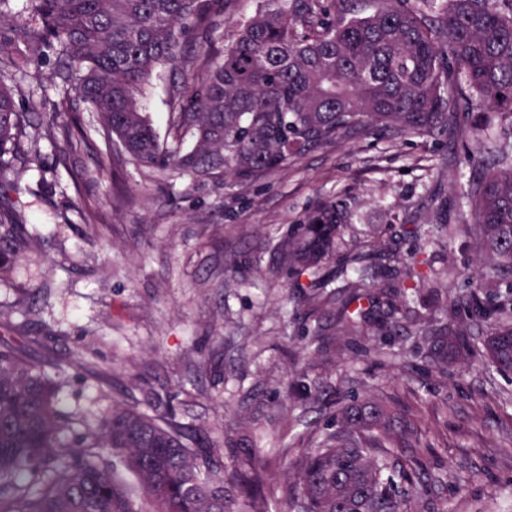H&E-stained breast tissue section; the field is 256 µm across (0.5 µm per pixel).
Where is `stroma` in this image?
I'll return each mask as SVG.
<instances>
[{
    "mask_svg": "<svg viewBox=\"0 0 512 512\" xmlns=\"http://www.w3.org/2000/svg\"><path fill=\"white\" fill-rule=\"evenodd\" d=\"M28 112H50L59 88L30 74L5 72ZM179 71L163 69L144 100L159 135L167 133L170 86ZM68 162L41 138L42 165L14 195L37 258L0 279V336L25 327L35 360L64 366L63 403L95 418L112 404L129 372L139 376L136 400L173 397L185 423H206L214 436L234 432V416L250 415L267 436L287 409L289 439L327 424L323 408H286L284 382L306 377L344 393L386 396L418 445L417 485L427 512H512V380L493 367L427 373L396 336L346 338L333 361L292 351L313 324L276 268L273 246L289 225L326 200L351 213L345 239L373 234L396 239L402 252L433 251L402 227L430 203L443 201L452 224L473 223L460 192L470 175L442 138L364 131L306 153L255 180L200 182L127 161L98 164L96 132ZM455 260L448 294L475 289L479 262L465 235L450 237ZM55 341H47L45 330ZM395 354L394 365L370 348ZM84 363L67 368L69 359Z\"/></svg>",
    "mask_w": 512,
    "mask_h": 512,
    "instance_id": "1",
    "label": "stroma"
}]
</instances>
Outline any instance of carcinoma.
<instances>
[{"label": "carcinoma", "mask_w": 512, "mask_h": 512, "mask_svg": "<svg viewBox=\"0 0 512 512\" xmlns=\"http://www.w3.org/2000/svg\"><path fill=\"white\" fill-rule=\"evenodd\" d=\"M29 20L0 13V72L42 73L64 93L54 112H23L0 79V273L36 247L11 207L19 175L34 162L27 130L45 131L64 156L87 146L74 108L93 114L99 163L132 161L198 180H254L361 130L457 138L475 135L462 160L476 169L461 190L472 224H450L432 200L403 235L437 230L436 245L464 232L480 253L484 298L448 302L447 268L426 250L401 253L381 236L349 244L345 208L322 203L276 244L278 265L313 319L336 336L404 332L417 355L446 377L459 364L512 374V0H288L242 22L216 46L224 0H25ZM202 32L199 52L184 41ZM160 67L185 73L170 89V144H162L142 98ZM387 280L386 308L371 288ZM509 300L500 301V289ZM61 367L50 372L0 339V512H424L387 474L412 431L385 401L336 394L327 431L306 448L288 436L268 453L235 449L188 429L158 396L140 406L124 393L94 429L62 407ZM286 484L268 485L279 459ZM135 483L128 484L124 474Z\"/></svg>", "instance_id": "cac0c4a2"}]
</instances>
